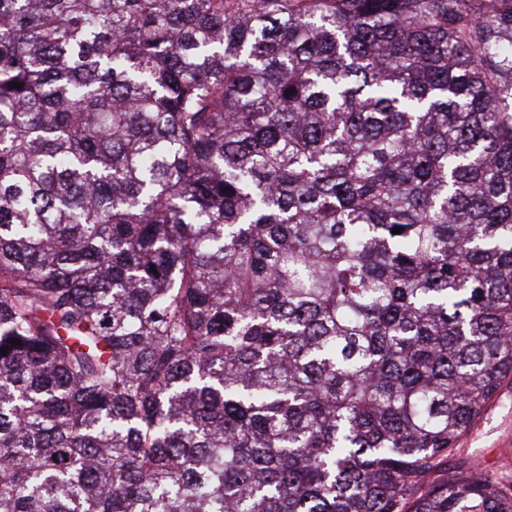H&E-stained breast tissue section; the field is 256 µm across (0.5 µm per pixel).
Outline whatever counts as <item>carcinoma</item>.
Instances as JSON below:
<instances>
[{
    "instance_id": "cac0c4a2",
    "label": "carcinoma",
    "mask_w": 512,
    "mask_h": 512,
    "mask_svg": "<svg viewBox=\"0 0 512 512\" xmlns=\"http://www.w3.org/2000/svg\"><path fill=\"white\" fill-rule=\"evenodd\" d=\"M4 347L0 512H512V0H0ZM476 463L485 474L512 477V374L448 456V468L461 470Z\"/></svg>"
}]
</instances>
